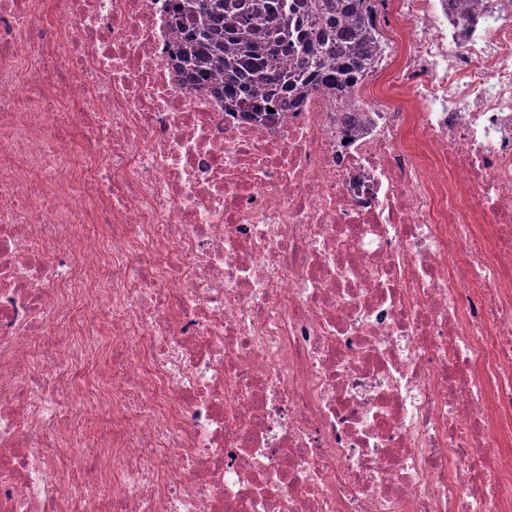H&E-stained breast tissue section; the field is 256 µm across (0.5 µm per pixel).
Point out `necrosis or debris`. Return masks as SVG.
<instances>
[{
	"instance_id": "obj_1",
	"label": "necrosis or debris",
	"mask_w": 512,
	"mask_h": 512,
	"mask_svg": "<svg viewBox=\"0 0 512 512\" xmlns=\"http://www.w3.org/2000/svg\"><path fill=\"white\" fill-rule=\"evenodd\" d=\"M167 2L0 0V512H512V0L256 116Z\"/></svg>"
}]
</instances>
